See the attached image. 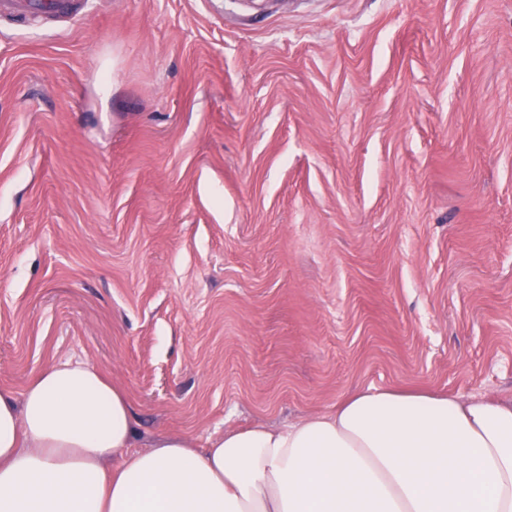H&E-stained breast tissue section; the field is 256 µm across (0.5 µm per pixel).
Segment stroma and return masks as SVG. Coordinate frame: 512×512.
Returning <instances> with one entry per match:
<instances>
[{
	"mask_svg": "<svg viewBox=\"0 0 512 512\" xmlns=\"http://www.w3.org/2000/svg\"><path fill=\"white\" fill-rule=\"evenodd\" d=\"M88 362L137 450L352 393L512 398V0L0 21V387Z\"/></svg>",
	"mask_w": 512,
	"mask_h": 512,
	"instance_id": "stroma-1",
	"label": "stroma"
}]
</instances>
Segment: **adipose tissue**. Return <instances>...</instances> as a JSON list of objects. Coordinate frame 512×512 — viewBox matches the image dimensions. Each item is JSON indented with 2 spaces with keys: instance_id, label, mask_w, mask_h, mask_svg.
<instances>
[{
  "instance_id": "obj_1",
  "label": "adipose tissue",
  "mask_w": 512,
  "mask_h": 512,
  "mask_svg": "<svg viewBox=\"0 0 512 512\" xmlns=\"http://www.w3.org/2000/svg\"><path fill=\"white\" fill-rule=\"evenodd\" d=\"M88 363L0 389V512H512V400L370 389L335 412L133 448Z\"/></svg>"
}]
</instances>
